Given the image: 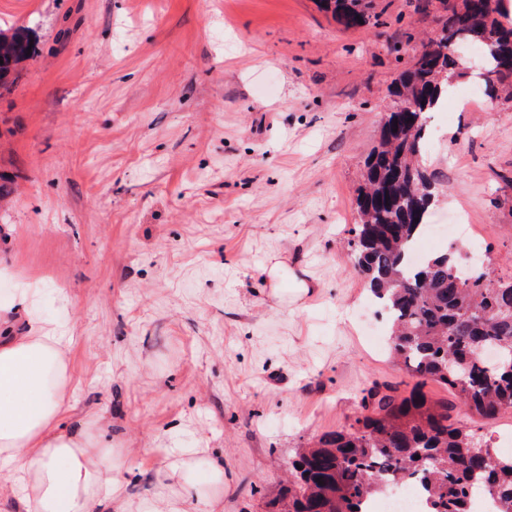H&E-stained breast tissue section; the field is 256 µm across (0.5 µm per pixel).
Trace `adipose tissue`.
<instances>
[{
  "label": "adipose tissue",
  "instance_id": "ef3b65f1",
  "mask_svg": "<svg viewBox=\"0 0 512 512\" xmlns=\"http://www.w3.org/2000/svg\"><path fill=\"white\" fill-rule=\"evenodd\" d=\"M25 335L0 339V497L14 512H112L124 479L109 442L69 424L65 336L29 320ZM193 450L169 466L182 494L146 512H217L195 492Z\"/></svg>",
  "mask_w": 512,
  "mask_h": 512
}]
</instances>
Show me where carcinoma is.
<instances>
[{
  "mask_svg": "<svg viewBox=\"0 0 512 512\" xmlns=\"http://www.w3.org/2000/svg\"><path fill=\"white\" fill-rule=\"evenodd\" d=\"M343 29L367 22L364 0H323ZM441 30L456 44L482 49L493 96L508 88L512 100V27L497 18L502 0H439ZM33 42L25 26L0 30V92L19 78ZM405 62L390 89L397 111L385 113L380 138L365 161L356 204L359 222L347 245L372 300L391 320L389 345L396 363L415 380L399 397L389 384L364 390L363 413L353 424L301 449L287 484L269 502L271 512H365L364 504L395 480L414 481L426 512H469L477 494L492 497L497 512H512V456L492 438L467 428L458 416L496 420L512 405V281L494 283L479 264L459 281L460 256L449 248L413 261L425 234L440 178L425 173L422 147L427 114L448 100L457 58L434 48ZM446 387L455 401L431 402L427 382Z\"/></svg>",
  "mask_w": 512,
  "mask_h": 512,
  "instance_id": "1",
  "label": "carcinoma"
}]
</instances>
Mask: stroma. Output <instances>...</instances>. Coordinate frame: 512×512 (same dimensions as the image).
I'll return each mask as SVG.
<instances>
[{
	"instance_id": "1",
	"label": "stroma",
	"mask_w": 512,
	"mask_h": 512,
	"mask_svg": "<svg viewBox=\"0 0 512 512\" xmlns=\"http://www.w3.org/2000/svg\"><path fill=\"white\" fill-rule=\"evenodd\" d=\"M337 25L319 0H0L36 53L0 95V296L69 336L74 421L112 422L122 512L173 498L176 448L221 512H269L297 448L348 427L392 362L347 247L355 190L398 66L436 4L372 0ZM424 153L442 172L421 239L512 278V103L458 78ZM282 262L280 277L270 268ZM34 294V288H15L14 292L10 293L6 299L0 302V313H17L19 311L28 313Z\"/></svg>"
}]
</instances>
